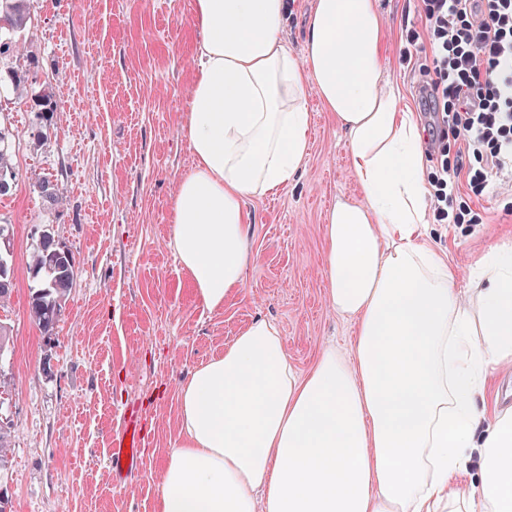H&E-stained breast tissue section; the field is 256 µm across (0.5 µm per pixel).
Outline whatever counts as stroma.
<instances>
[{"mask_svg":"<svg viewBox=\"0 0 512 512\" xmlns=\"http://www.w3.org/2000/svg\"><path fill=\"white\" fill-rule=\"evenodd\" d=\"M387 21L383 65L418 109L429 64L420 0H378ZM193 0H31L34 20L12 63L34 60L60 104L46 136L35 114L0 98L17 181L0 196L13 227L14 275L0 301L11 352L0 367L9 398L7 488L12 512H158L166 461L180 443L179 391L258 317L276 321L289 363L307 374L329 344L349 348L355 324L334 311L322 274L324 225L337 198L359 200L345 137L309 96L310 149L300 176L275 198L249 201L253 263L239 293L204 308L171 244V205L194 159L185 136L193 75ZM53 184L54 198L37 188ZM433 245L448 253L468 296L477 260L512 248V188L491 181L448 196ZM73 253L77 276L53 336L28 312V264L43 226ZM140 416L145 454L117 488L108 470L122 411Z\"/></svg>","mask_w":512,"mask_h":512,"instance_id":"1","label":"stroma"}]
</instances>
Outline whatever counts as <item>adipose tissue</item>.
<instances>
[{
	"mask_svg": "<svg viewBox=\"0 0 512 512\" xmlns=\"http://www.w3.org/2000/svg\"><path fill=\"white\" fill-rule=\"evenodd\" d=\"M287 18V0H194L195 165L174 194L172 244L207 308L239 292L247 203L299 176L316 95L361 190L324 226L328 302L356 337L302 376L258 318L196 368L158 512H512V410L487 425L475 407L487 368L512 366V249L482 258L463 301L430 244L422 136L382 67L376 0H316L299 59ZM469 448L482 480L464 498L453 482Z\"/></svg>",
	"mask_w": 512,
	"mask_h": 512,
	"instance_id": "1",
	"label": "adipose tissue"
}]
</instances>
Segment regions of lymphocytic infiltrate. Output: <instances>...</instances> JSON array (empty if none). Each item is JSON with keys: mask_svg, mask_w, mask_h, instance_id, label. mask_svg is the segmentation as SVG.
Wrapping results in <instances>:
<instances>
[{"mask_svg": "<svg viewBox=\"0 0 512 512\" xmlns=\"http://www.w3.org/2000/svg\"><path fill=\"white\" fill-rule=\"evenodd\" d=\"M431 61L419 106L428 147L461 139L468 183H512V0H421Z\"/></svg>", "mask_w": 512, "mask_h": 512, "instance_id": "lymphocytic-infiltrate-1", "label": "lymphocytic infiltrate"}]
</instances>
